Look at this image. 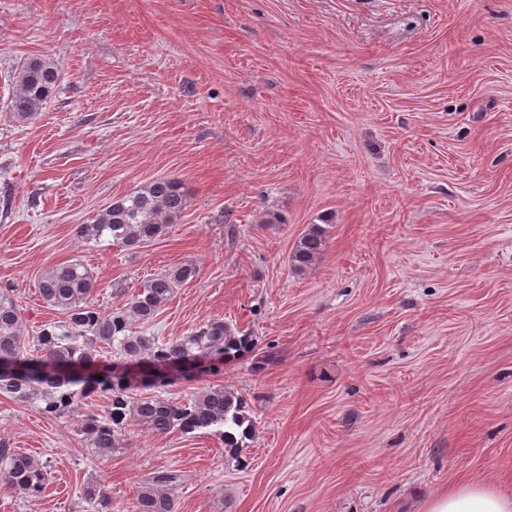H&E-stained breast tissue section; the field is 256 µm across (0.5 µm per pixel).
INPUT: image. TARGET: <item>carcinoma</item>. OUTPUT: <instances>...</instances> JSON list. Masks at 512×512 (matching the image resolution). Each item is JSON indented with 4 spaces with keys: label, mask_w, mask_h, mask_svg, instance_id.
Returning <instances> with one entry per match:
<instances>
[{
    "label": "carcinoma",
    "mask_w": 512,
    "mask_h": 512,
    "mask_svg": "<svg viewBox=\"0 0 512 512\" xmlns=\"http://www.w3.org/2000/svg\"><path fill=\"white\" fill-rule=\"evenodd\" d=\"M59 81L55 61L26 59L12 78V119L20 125L35 120ZM186 207L180 182L159 177L113 200L92 223L79 225L77 236L86 243L106 241L135 250L160 237ZM326 234V227L309 225L291 252L294 270L309 269L321 258L327 246ZM197 274L192 264L156 274L140 285L125 311L112 314L93 301L95 278L90 270L79 262L57 264L40 275L38 291L47 304L66 315V320L43 328L30 340L24 335L14 299L1 290L0 395L52 417L69 414L87 399L104 398V412L86 415L80 426L89 446L101 457L123 447L126 426L134 419L160 436L205 430L224 444L225 455L236 458L255 431L243 395L216 385L173 400L154 390L222 371L225 364L254 351L253 336L220 318H210L171 342L147 336L139 328L151 322L176 290ZM113 347L123 362L97 367L98 349ZM47 481L48 471L39 460L0 447V485L33 503ZM180 482L181 474L176 471L152 473L140 486L136 512H178L172 490ZM82 495L90 512H108L109 496L100 484L85 486Z\"/></svg>",
    "instance_id": "1"
}]
</instances>
